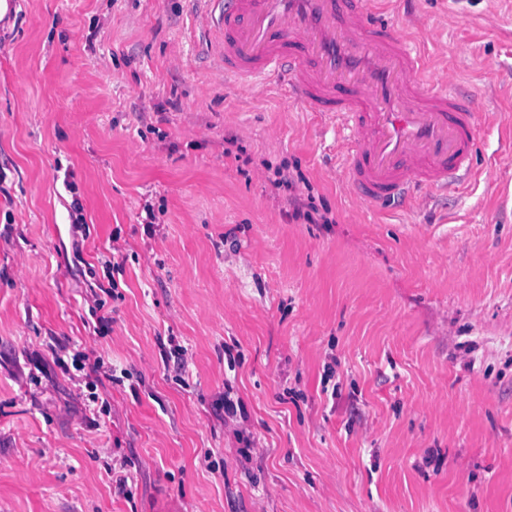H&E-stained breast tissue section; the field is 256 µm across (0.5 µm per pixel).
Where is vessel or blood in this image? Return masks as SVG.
Here are the masks:
<instances>
[{"instance_id": "vessel-or-blood-1", "label": "vessel or blood", "mask_w": 512, "mask_h": 512, "mask_svg": "<svg viewBox=\"0 0 512 512\" xmlns=\"http://www.w3.org/2000/svg\"><path fill=\"white\" fill-rule=\"evenodd\" d=\"M221 72L276 80L331 119L348 187L367 206L410 205L471 173L474 102L440 88L418 42L381 0H207Z\"/></svg>"}]
</instances>
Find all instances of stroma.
<instances>
[{
  "label": "stroma",
  "mask_w": 512,
  "mask_h": 512,
  "mask_svg": "<svg viewBox=\"0 0 512 512\" xmlns=\"http://www.w3.org/2000/svg\"><path fill=\"white\" fill-rule=\"evenodd\" d=\"M412 9L478 109L473 172L380 212L331 123L218 76L203 0L0 21V512H512V0ZM75 345L126 374L109 414ZM62 351L72 353L71 364L74 370L81 374L78 375V378H81V380L84 379L86 387L95 390L97 385L94 382L96 381L97 373L103 368V361H101L100 358H96L94 362L91 363L89 354L85 352V348H81L80 346L78 348L72 347L71 349L65 348L62 349Z\"/></svg>",
  "instance_id": "obj_1"
}]
</instances>
